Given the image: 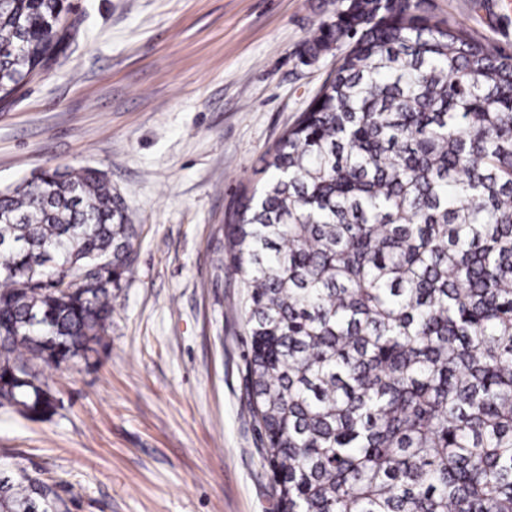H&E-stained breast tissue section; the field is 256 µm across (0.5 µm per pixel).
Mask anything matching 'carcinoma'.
Returning a JSON list of instances; mask_svg holds the SVG:
<instances>
[{"instance_id": "cac0c4a2", "label": "carcinoma", "mask_w": 512, "mask_h": 512, "mask_svg": "<svg viewBox=\"0 0 512 512\" xmlns=\"http://www.w3.org/2000/svg\"><path fill=\"white\" fill-rule=\"evenodd\" d=\"M67 35L63 0H0V99ZM306 44L347 49L225 233L276 512H512V51L414 0H341ZM39 180L0 194V407L37 420L137 238L98 169ZM52 506L0 477V512Z\"/></svg>"}]
</instances>
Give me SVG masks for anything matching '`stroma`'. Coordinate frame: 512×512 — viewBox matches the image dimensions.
Wrapping results in <instances>:
<instances>
[{"label":"stroma","mask_w":512,"mask_h":512,"mask_svg":"<svg viewBox=\"0 0 512 512\" xmlns=\"http://www.w3.org/2000/svg\"><path fill=\"white\" fill-rule=\"evenodd\" d=\"M47 72L0 103V193L47 168L105 171L138 226L105 349L48 368L60 401L0 408V474L53 484L68 512H275L245 404V291L218 269L239 196L336 69L305 39L339 0H68ZM512 51L503 0H423Z\"/></svg>","instance_id":"obj_1"}]
</instances>
